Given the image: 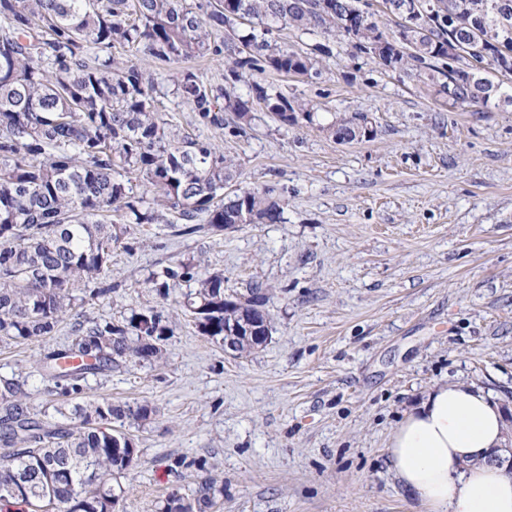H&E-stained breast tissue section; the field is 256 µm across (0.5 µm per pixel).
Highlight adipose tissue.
I'll use <instances>...</instances> for the list:
<instances>
[{"mask_svg": "<svg viewBox=\"0 0 512 512\" xmlns=\"http://www.w3.org/2000/svg\"><path fill=\"white\" fill-rule=\"evenodd\" d=\"M505 428L482 387L444 383L398 425L390 468L428 512H512V475L494 459Z\"/></svg>", "mask_w": 512, "mask_h": 512, "instance_id": "1", "label": "adipose tissue"}]
</instances>
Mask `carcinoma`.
<instances>
[{"mask_svg": "<svg viewBox=\"0 0 512 512\" xmlns=\"http://www.w3.org/2000/svg\"><path fill=\"white\" fill-rule=\"evenodd\" d=\"M412 35L401 21L381 28L359 0H0V339L16 343L49 336L77 299L112 294L102 281L112 247L129 224H172L191 235L206 224H276L284 202L268 189L224 199L216 187L237 177L232 160L205 141L181 135L159 110L158 82L132 61L112 56L116 44L174 62L209 49L225 35V78L253 77L252 101L285 127L314 121L310 103L263 81L272 69L318 73V60L286 49L272 34L281 25L341 36L384 68L409 72L438 87L453 106L481 112L495 100L512 103L502 83L512 80V0H438ZM465 54L448 59V45ZM176 97L203 125H224L233 112L245 133L250 108L191 72L176 81ZM322 130L342 143L370 138L371 120L354 113ZM142 177L137 184L133 177ZM119 215L122 223L112 222ZM195 285L184 311L201 335L224 344L237 324L239 355L260 347L248 330L272 332L267 297L257 284L245 296L224 288V274L180 262L151 274L164 297L181 283ZM71 347L43 364L64 393H79L89 375L128 359L161 363L169 321L154 307L114 321L78 323ZM21 384L0 376V505L23 512H119L112 480L138 461L125 424L152 419L146 402L114 405L88 399L66 410L68 425L29 412ZM215 483L202 481L189 497L171 494L161 512H209Z\"/></svg>", "mask_w": 512, "mask_h": 512, "instance_id": "obj_1", "label": "carcinoma"}]
</instances>
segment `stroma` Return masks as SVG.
Masks as SVG:
<instances>
[{
  "instance_id": "35a3bbf8",
  "label": "stroma",
  "mask_w": 512,
  "mask_h": 512,
  "mask_svg": "<svg viewBox=\"0 0 512 512\" xmlns=\"http://www.w3.org/2000/svg\"><path fill=\"white\" fill-rule=\"evenodd\" d=\"M274 35L293 50L331 47L318 74H265L316 105L315 124L288 129L256 106L242 135L232 112L223 126L198 124L174 95L184 72L251 98L247 81L224 79L223 35L178 62L120 45L112 53L162 81L174 128L235 160L226 194L271 189L285 201L282 221L182 236L167 224L129 225L104 275L112 294L76 302L51 336L0 342V375L19 377L40 414L65 398L39 362L68 346L75 322L144 306L172 316L164 364L126 362L84 385L86 397L156 409L129 429L138 461L119 480L123 512H155L209 477L224 488L215 512H425L388 463L403 411L442 382L512 400V104L453 107L429 82L383 70L320 31ZM356 112L374 136L341 143L322 131ZM178 262L223 271L225 288L241 293L263 284L267 343L225 354L183 314L181 291L164 298L145 286ZM182 457L204 470L171 472Z\"/></svg>"
}]
</instances>
